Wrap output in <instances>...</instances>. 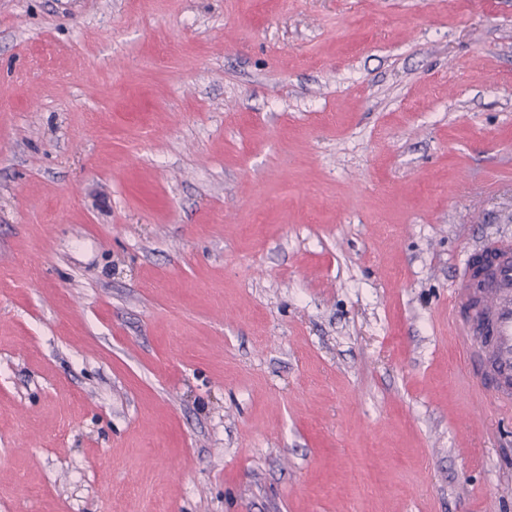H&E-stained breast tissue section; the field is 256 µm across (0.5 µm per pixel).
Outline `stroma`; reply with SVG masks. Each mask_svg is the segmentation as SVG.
<instances>
[{
	"mask_svg": "<svg viewBox=\"0 0 512 512\" xmlns=\"http://www.w3.org/2000/svg\"><path fill=\"white\" fill-rule=\"evenodd\" d=\"M502 235L512 0H0V512H512ZM485 258L476 263L477 257ZM460 351L472 370L483 366L490 377L491 397L512 411V238L485 243L475 258L463 263L450 295Z\"/></svg>",
	"mask_w": 512,
	"mask_h": 512,
	"instance_id": "obj_1",
	"label": "stroma"
}]
</instances>
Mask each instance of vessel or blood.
I'll return each instance as SVG.
<instances>
[{"label": "vessel or blood", "mask_w": 512, "mask_h": 512, "mask_svg": "<svg viewBox=\"0 0 512 512\" xmlns=\"http://www.w3.org/2000/svg\"><path fill=\"white\" fill-rule=\"evenodd\" d=\"M459 347L471 369H485L491 397L512 411V238L485 243L463 263L450 295Z\"/></svg>", "instance_id": "b4317fda"}]
</instances>
